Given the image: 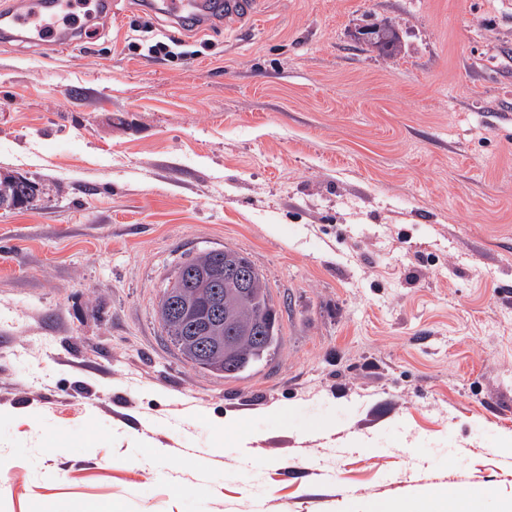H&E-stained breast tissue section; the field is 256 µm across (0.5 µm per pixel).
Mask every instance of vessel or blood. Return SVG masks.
I'll return each mask as SVG.
<instances>
[{"instance_id": "obj_1", "label": "vessel or blood", "mask_w": 512, "mask_h": 512, "mask_svg": "<svg viewBox=\"0 0 512 512\" xmlns=\"http://www.w3.org/2000/svg\"><path fill=\"white\" fill-rule=\"evenodd\" d=\"M9 9H0V33H16L39 45L71 43L74 27L60 23L63 10H74L81 0H14ZM165 11L174 19L224 17L231 22L251 16L256 0H162Z\"/></svg>"}]
</instances>
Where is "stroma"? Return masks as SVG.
Wrapping results in <instances>:
<instances>
[{"label": "stroma", "instance_id": "stroma-1", "mask_svg": "<svg viewBox=\"0 0 512 512\" xmlns=\"http://www.w3.org/2000/svg\"><path fill=\"white\" fill-rule=\"evenodd\" d=\"M385 18L393 59L353 38ZM0 171L41 190L0 210V512L512 503V0H112L62 53L0 40ZM224 246L282 311L239 380L155 314ZM257 4L255 0H214L212 3L203 0H162L163 9L178 21L224 15L225 23L248 18L255 12ZM443 501L439 493L427 491L418 498L390 503L387 505H377L374 512H443Z\"/></svg>", "mask_w": 512, "mask_h": 512}]
</instances>
